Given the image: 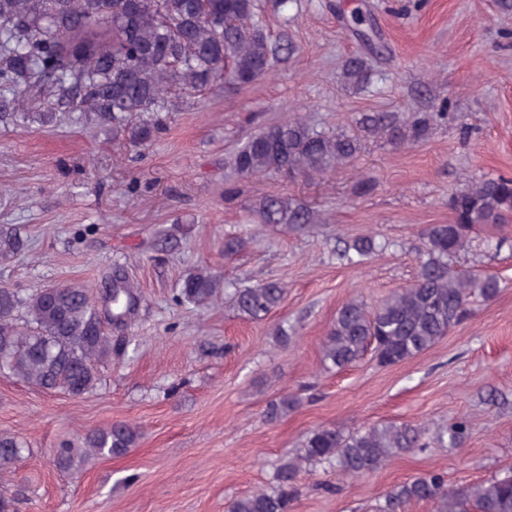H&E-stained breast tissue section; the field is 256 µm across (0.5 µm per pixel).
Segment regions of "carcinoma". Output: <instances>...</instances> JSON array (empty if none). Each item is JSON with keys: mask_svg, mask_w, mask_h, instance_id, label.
I'll list each match as a JSON object with an SVG mask.
<instances>
[{"mask_svg": "<svg viewBox=\"0 0 512 512\" xmlns=\"http://www.w3.org/2000/svg\"><path fill=\"white\" fill-rule=\"evenodd\" d=\"M293 51L274 42L256 19L255 0H0V125L50 130L70 123L121 136L131 146L154 142L165 114L181 99L222 83L250 84L268 73L279 54ZM347 79L369 82L365 61L346 64ZM446 112H366L351 133L317 131L301 120L263 126L238 150L233 165L250 177L277 173L292 180L322 175L353 159L368 137L395 148L423 140ZM452 219L429 224L422 233L417 280L369 306L345 302L323 348V361L341 371L368 350L382 366L409 360L433 347L468 320L476 298L490 300L501 289L490 275L457 266L469 233L481 224L512 222V178L488 177L449 200ZM260 223L308 228V210L269 197L258 207ZM25 248L19 229L0 225V262ZM382 249L373 237H357L336 251L359 264ZM227 293L221 276L196 269L180 282L178 298L208 306ZM243 317L262 320L282 303L285 289L266 281L232 291ZM100 314L89 288H39L25 296L0 288V372L46 390L64 389L79 397L99 380L97 365L112 355L105 323H127L141 295L127 276L113 272ZM298 404L292 394L271 401L267 418L276 420ZM471 425L458 419L441 429L437 441L459 448ZM138 431L116 423L87 435L98 456H119L136 444ZM423 432L412 423L381 424L345 435L331 427L311 432L300 453L282 461L269 492L233 500L228 512H291L303 466L329 464L351 477H363L391 458L425 449ZM23 453L14 436H0V469L11 468ZM414 501H433L440 512H512V468L479 483L448 486L445 475L430 471L388 491L376 512H403Z\"/></svg>", "mask_w": 512, "mask_h": 512, "instance_id": "carcinoma-1", "label": "carcinoma"}]
</instances>
